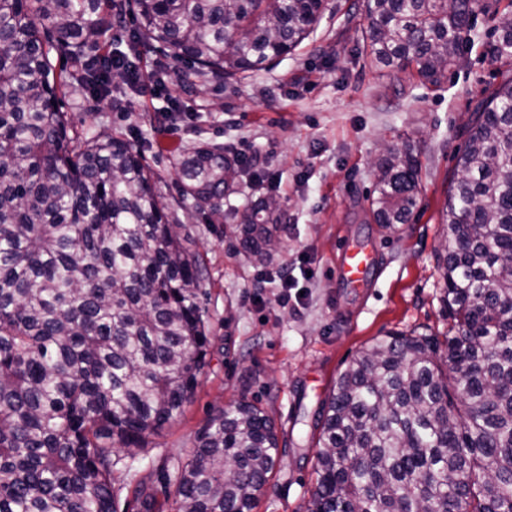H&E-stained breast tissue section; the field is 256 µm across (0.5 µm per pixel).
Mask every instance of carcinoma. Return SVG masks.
<instances>
[{
    "label": "carcinoma",
    "mask_w": 512,
    "mask_h": 512,
    "mask_svg": "<svg viewBox=\"0 0 512 512\" xmlns=\"http://www.w3.org/2000/svg\"><path fill=\"white\" fill-rule=\"evenodd\" d=\"M328 0H0V512H253L282 453L272 418L241 397L115 486L183 415L213 336L191 230L171 224L141 142L77 131L60 102L123 112L131 39L222 81L259 70L312 33ZM364 49L438 84L480 12L488 55L512 70V0H364ZM82 142L78 151L69 148ZM449 190L444 336L394 333L364 347L320 411L308 512H512V76L476 111ZM372 215L396 229L421 193L416 156L376 164ZM219 142L183 150L181 195L211 216L242 176ZM286 215L263 195L232 210L240 252L273 264Z\"/></svg>",
    "instance_id": "obj_1"
}]
</instances>
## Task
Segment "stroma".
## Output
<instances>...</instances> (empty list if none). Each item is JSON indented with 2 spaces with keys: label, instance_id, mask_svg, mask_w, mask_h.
Listing matches in <instances>:
<instances>
[{
  "label": "stroma",
  "instance_id": "stroma-1",
  "mask_svg": "<svg viewBox=\"0 0 512 512\" xmlns=\"http://www.w3.org/2000/svg\"><path fill=\"white\" fill-rule=\"evenodd\" d=\"M363 0H330L311 36L271 68L207 83L189 94L168 77L154 94L151 73L172 60L141 55L143 87L128 111L103 102L95 113L68 98L72 123L143 138L144 157L172 221L191 228L192 251L205 267L212 335L220 348L181 417L152 437L132 463L147 471L167 455L183 458L216 410L240 396L260 400L284 450L254 512H307L314 489L315 422L339 375L358 352L391 332L436 334L450 320L441 303L437 253L448 189L459 177L457 155L468 141L478 104L500 81L485 54L494 22L478 15L464 65L441 84L379 69L365 57ZM183 111L163 118L167 98ZM218 140L252 167L225 208L274 193L287 212L279 263L311 272L281 301L277 285L238 252L229 222L182 204L174 159L183 148ZM418 155L422 192L409 223L374 224L376 162L382 145ZM365 247L373 272L364 287L336 276L343 246Z\"/></svg>",
  "mask_w": 512,
  "mask_h": 512
}]
</instances>
